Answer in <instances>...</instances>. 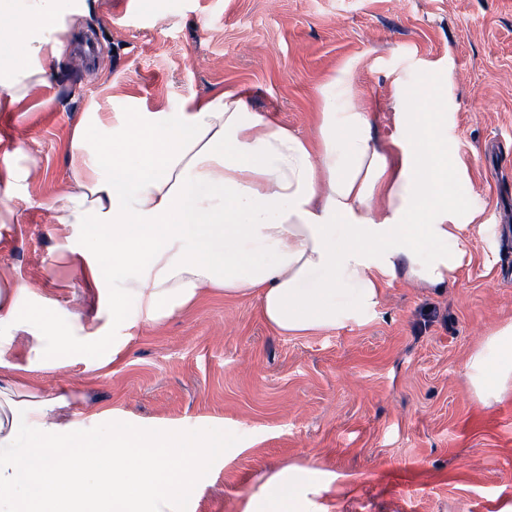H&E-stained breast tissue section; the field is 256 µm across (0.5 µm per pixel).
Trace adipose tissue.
<instances>
[{
  "label": "adipose tissue",
  "mask_w": 512,
  "mask_h": 512,
  "mask_svg": "<svg viewBox=\"0 0 512 512\" xmlns=\"http://www.w3.org/2000/svg\"><path fill=\"white\" fill-rule=\"evenodd\" d=\"M2 14L11 22L0 26V88L14 97L60 59L63 15L58 0H0ZM402 118L391 158L373 144L344 73L324 87L312 141L231 92L178 112H116L108 123L89 112L70 149L84 152L94 131L104 136L100 153L74 171L73 189L52 211L80 226L92 283L111 260L113 298L135 299L143 321L171 318L216 289L255 298L286 335L333 327L376 304L377 273L438 287L467 252L461 231L474 215L448 178L447 115L434 96L426 111ZM351 289L353 303L339 305ZM468 369L478 395L512 386V323L488 336ZM68 404L63 395L0 399V498H10L9 512H178L192 471L224 445L212 432L64 430L52 413ZM22 429L33 444L19 453ZM177 457L189 469L175 467Z\"/></svg>",
  "instance_id": "adipose-tissue-1"
}]
</instances>
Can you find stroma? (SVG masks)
I'll return each mask as SVG.
<instances>
[{
  "instance_id": "obj_1",
  "label": "stroma",
  "mask_w": 512,
  "mask_h": 512,
  "mask_svg": "<svg viewBox=\"0 0 512 512\" xmlns=\"http://www.w3.org/2000/svg\"><path fill=\"white\" fill-rule=\"evenodd\" d=\"M63 55L23 98L0 89V158L15 216L0 227V284L27 288L21 320L51 312L84 346L44 350L19 332L0 367L77 405L88 434H223L181 512H264L274 480L294 512H512V390L479 398L467 362L512 322V0H86ZM375 142L396 151L400 115L437 89L454 173L475 218L446 286L382 279L378 303L283 335L254 298L210 292L177 317L112 311L88 283L80 228L50 203L72 188L75 125L88 109L176 112L230 91L307 139L340 73ZM81 312L75 323L72 312Z\"/></svg>"
}]
</instances>
